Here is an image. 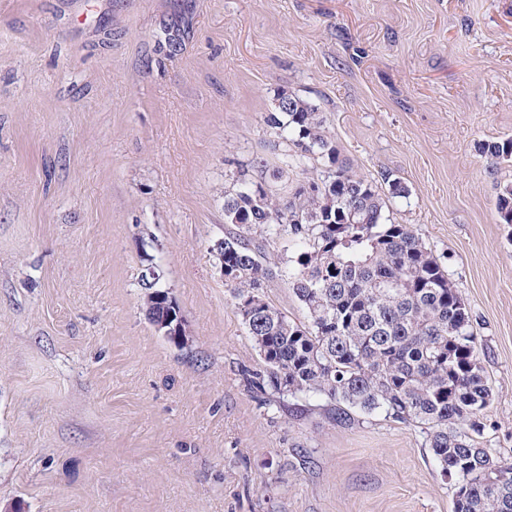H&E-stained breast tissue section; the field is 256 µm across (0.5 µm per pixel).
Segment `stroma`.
Segmentation results:
<instances>
[{"label": "stroma", "mask_w": 512, "mask_h": 512, "mask_svg": "<svg viewBox=\"0 0 512 512\" xmlns=\"http://www.w3.org/2000/svg\"><path fill=\"white\" fill-rule=\"evenodd\" d=\"M469 309L512 463V0H0V512H452L420 428L261 406L214 242L281 91ZM399 180L408 197L390 194ZM150 257L179 350L145 316Z\"/></svg>", "instance_id": "1"}]
</instances>
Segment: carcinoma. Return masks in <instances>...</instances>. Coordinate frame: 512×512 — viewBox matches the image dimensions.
<instances>
[{
	"instance_id": "1",
	"label": "carcinoma",
	"mask_w": 512,
	"mask_h": 512,
	"mask_svg": "<svg viewBox=\"0 0 512 512\" xmlns=\"http://www.w3.org/2000/svg\"><path fill=\"white\" fill-rule=\"evenodd\" d=\"M267 124L285 144L275 180L305 160L323 162L317 178L282 194L246 173L224 192V287L258 353L241 370L260 403L318 398L337 425L381 416L413 425L452 481L453 512H512V463L480 447L490 388L478 362L469 310L448 272L414 228L386 214L373 182L353 174L327 135L318 108L283 91ZM512 159V138L483 144ZM512 224V188L497 199ZM297 251L282 258L273 245ZM287 278L306 312L297 322L266 298L276 276ZM146 315L173 300L142 272Z\"/></svg>"
}]
</instances>
